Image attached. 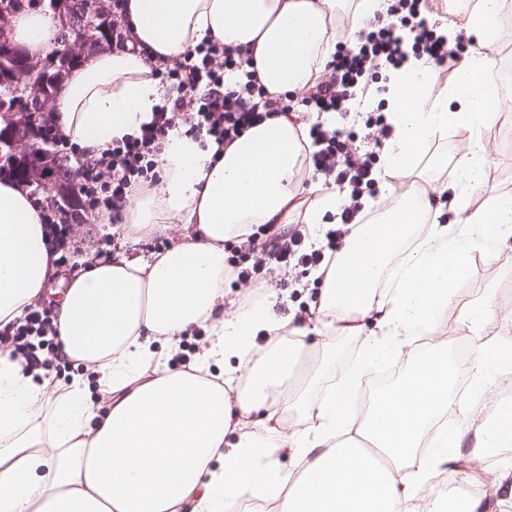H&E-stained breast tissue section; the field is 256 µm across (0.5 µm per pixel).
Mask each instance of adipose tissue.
<instances>
[{
	"mask_svg": "<svg viewBox=\"0 0 512 512\" xmlns=\"http://www.w3.org/2000/svg\"><path fill=\"white\" fill-rule=\"evenodd\" d=\"M339 3L127 0L126 48L74 66L52 119L77 152L101 156L162 105L152 60L204 42L240 48L270 97L303 95L336 51ZM511 14L512 0H480L451 24L426 17L453 41ZM57 32L37 5L12 23L14 41L36 59ZM494 66L477 50L449 80L409 58L401 84L389 87L393 135L377 172L389 204L353 228L304 317L224 308L225 243L259 224L315 226L338 210L335 192L304 164L307 126L296 119L265 120L222 150L203 132L166 135L153 156L156 181L122 212L133 233L121 251L80 258L69 276L50 250L39 200L0 181V329L54 298V350L80 368L66 382L38 380L23 358L0 352V512H233L246 501L261 512H485L490 494L512 507V482L488 486L475 469L512 446V416L492 426L484 415L486 391L512 365L490 296L458 310L473 332L466 357H449L444 337L467 274L461 258L500 262L512 236V194L481 195V131L499 118L486 106ZM452 130L456 164L444 153L433 160L456 191V218L443 224L438 197L408 180L420 147ZM177 224L185 234L175 244L140 250ZM194 328L207 334L200 349L188 367L170 366ZM344 337L357 339L360 360L323 385L321 363ZM392 359L408 369L405 386L378 392L372 412L356 417L350 388ZM462 377L465 399L455 391ZM448 471L464 491L445 504L431 486Z\"/></svg>",
	"mask_w": 512,
	"mask_h": 512,
	"instance_id": "ef3b65f1",
	"label": "adipose tissue"
}]
</instances>
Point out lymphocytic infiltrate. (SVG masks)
Listing matches in <instances>:
<instances>
[{"label":"lymphocytic infiltrate","mask_w":512,"mask_h":512,"mask_svg":"<svg viewBox=\"0 0 512 512\" xmlns=\"http://www.w3.org/2000/svg\"><path fill=\"white\" fill-rule=\"evenodd\" d=\"M417 5L418 0H393L387 15L347 32L349 50L328 62L329 76L317 79L307 94L308 101L314 102L321 112L337 111L352 94L360 104H368L380 89L364 82V75L386 68L400 69L411 52L427 56L443 73L453 74L465 50L463 40L448 44L425 22L416 21ZM401 26L410 27L414 34L411 50H404L396 34ZM242 63L240 50L207 44L188 51L172 66L156 68L163 87L170 91L158 116L142 128L139 136L126 139L81 168L79 191L91 209H104L113 217H120L131 188L149 179L151 157L160 140L178 124L188 125L193 133L207 130L216 143L227 146L253 125L288 113L287 100L268 98L254 72H246L238 89L225 90V71L241 67ZM366 127L364 140L371 149L365 153L357 149L354 134L331 131L319 123L310 130L316 147L310 162L324 175L327 184L337 186L341 193L340 224L327 232V248H306V235L298 226L284 235L275 232L264 238L249 236L242 259L234 268L238 282L253 283L281 269L319 266L327 252L336 251L352 225L368 221L361 199L374 189L376 151L391 138L393 128L381 113L370 116ZM52 331L50 317L33 310L20 325L0 335V345H9L14 354L23 356L28 363L38 362L46 368L50 359H38L36 351L45 345Z\"/></svg>","instance_id":"obj_1"}]
</instances>
